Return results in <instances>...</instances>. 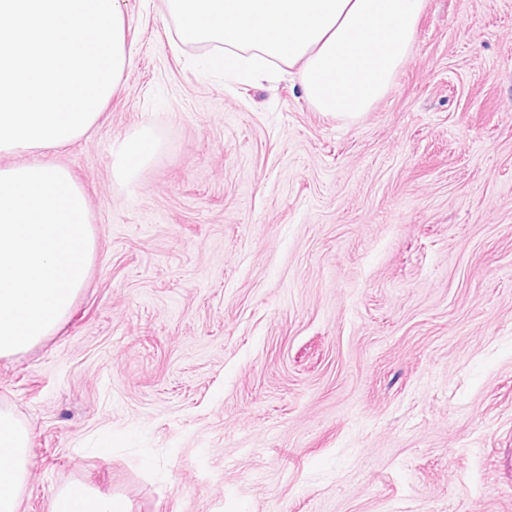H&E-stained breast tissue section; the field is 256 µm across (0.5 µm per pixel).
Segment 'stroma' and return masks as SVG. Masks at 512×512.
I'll list each match as a JSON object with an SVG mask.
<instances>
[{
  "label": "stroma",
  "mask_w": 512,
  "mask_h": 512,
  "mask_svg": "<svg viewBox=\"0 0 512 512\" xmlns=\"http://www.w3.org/2000/svg\"><path fill=\"white\" fill-rule=\"evenodd\" d=\"M126 26L97 123L44 155L96 251L58 330L0 358L18 512L74 484L130 512H512V0H425L352 120L295 73L197 71L166 0ZM158 149L150 126H142L136 133L117 142L112 149L114 176L118 180L131 181L141 168L150 163ZM30 436L11 411L0 408V512H17L28 475Z\"/></svg>",
  "instance_id": "1"
}]
</instances>
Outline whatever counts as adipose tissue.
Returning a JSON list of instances; mask_svg holds the SVG:
<instances>
[{"label":"adipose tissue","mask_w":512,"mask_h":512,"mask_svg":"<svg viewBox=\"0 0 512 512\" xmlns=\"http://www.w3.org/2000/svg\"><path fill=\"white\" fill-rule=\"evenodd\" d=\"M158 143L150 126L117 142L113 148L116 179L133 180L150 163ZM30 436L11 411L0 408V512H18L28 475ZM51 512H126L115 497H98L82 485L58 493Z\"/></svg>","instance_id":"adipose-tissue-1"}]
</instances>
